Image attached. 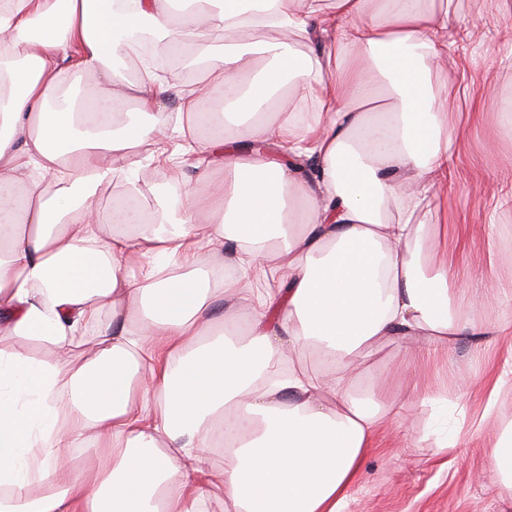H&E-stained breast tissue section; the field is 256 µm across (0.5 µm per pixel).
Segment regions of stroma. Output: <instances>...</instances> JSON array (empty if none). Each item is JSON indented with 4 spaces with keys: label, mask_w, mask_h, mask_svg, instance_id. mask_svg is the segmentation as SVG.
<instances>
[{
    "label": "stroma",
    "mask_w": 512,
    "mask_h": 512,
    "mask_svg": "<svg viewBox=\"0 0 512 512\" xmlns=\"http://www.w3.org/2000/svg\"><path fill=\"white\" fill-rule=\"evenodd\" d=\"M457 25L470 39L448 50V67L440 78L448 87H469L462 104L458 154L448 166L441 198L426 202L424 220L447 223L452 253L448 286L463 296L475 324L512 319V205L500 199L512 193V131L500 121L512 93V0H454ZM494 81L496 94L484 91ZM512 338L489 336L483 348L461 337L453 349L401 360L386 351L359 379H380L389 390L413 384L431 391L455 387L448 404L414 405L409 426H386L362 470L348 512H512V488L504 487L490 463V447L512 423ZM505 375L495 417L478 441L459 446L458 458L440 467L434 457L442 431L469 427L471 415L486 400L498 375Z\"/></svg>",
    "instance_id": "1"
}]
</instances>
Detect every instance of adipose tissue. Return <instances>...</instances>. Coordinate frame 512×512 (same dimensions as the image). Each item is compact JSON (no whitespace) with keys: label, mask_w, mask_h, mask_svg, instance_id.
Here are the masks:
<instances>
[{"label":"adipose tissue","mask_w":512,"mask_h":512,"mask_svg":"<svg viewBox=\"0 0 512 512\" xmlns=\"http://www.w3.org/2000/svg\"><path fill=\"white\" fill-rule=\"evenodd\" d=\"M453 18V0H0V335L53 351L0 348V512H208L216 485L224 512H346L379 430L431 401L358 386L385 347L512 333L472 324L447 225L414 218L454 149ZM137 32L202 79L130 75ZM198 128L178 216L144 217L135 183L100 215L138 146Z\"/></svg>","instance_id":"1"}]
</instances>
